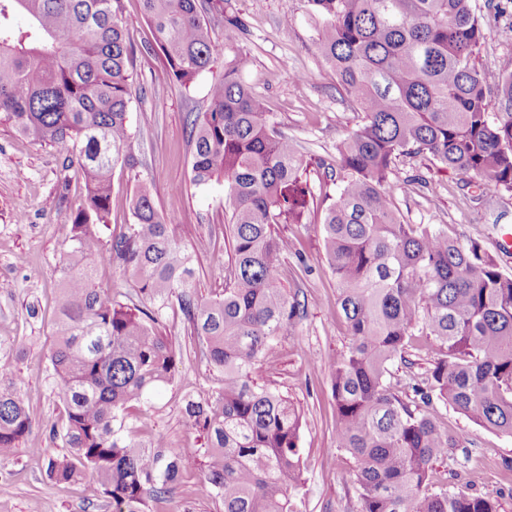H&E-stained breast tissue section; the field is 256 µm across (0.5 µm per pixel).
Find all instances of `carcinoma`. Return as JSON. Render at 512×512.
<instances>
[{"label": "carcinoma", "mask_w": 512, "mask_h": 512, "mask_svg": "<svg viewBox=\"0 0 512 512\" xmlns=\"http://www.w3.org/2000/svg\"><path fill=\"white\" fill-rule=\"evenodd\" d=\"M317 49L364 122L339 149L344 176L323 209V247L350 331L330 360L336 447L356 461L360 512H500L497 500L438 482L434 461L464 442L431 412L438 398L481 426L512 436V275L476 242L432 224H409L395 208V161L428 154L480 178L481 195L512 192V69L494 88L477 67L483 32L471 0H309ZM169 77L190 88L214 60L215 32L200 0H142ZM22 13L27 28L13 25ZM134 50L120 0H0V123L29 140L66 150L84 192L73 212L62 268L48 382L63 404L69 454L52 460L55 485L84 481L87 497L112 512H149L183 474L202 471L223 512H293L302 476V415L290 398L256 383L305 304L280 287L288 255L278 224H300L314 194L308 162L275 128L242 80L247 55L224 59L210 106L187 120L191 181L224 180L231 258L224 289L196 291L194 258L176 220L142 185L134 223L111 226L112 171H133L129 67ZM500 111H487L488 97ZM130 272L135 298L112 295L97 265ZM224 386L185 414L203 449L165 453L126 435L127 410L170 384L182 358L160 326L171 298ZM415 336L433 340L424 376L391 384L388 366ZM13 365L0 361V458L31 430Z\"/></svg>", "instance_id": "obj_1"}]
</instances>
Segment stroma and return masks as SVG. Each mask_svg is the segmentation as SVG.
Masks as SVG:
<instances>
[{
  "label": "stroma",
  "mask_w": 512,
  "mask_h": 512,
  "mask_svg": "<svg viewBox=\"0 0 512 512\" xmlns=\"http://www.w3.org/2000/svg\"><path fill=\"white\" fill-rule=\"evenodd\" d=\"M203 0L205 18L215 26L219 58L191 89L170 80L159 54L148 53L151 31L140 0H121V17L136 49L128 120V152L140 166L116 167L112 176V231L131 223L129 202L147 185L157 209L177 214L184 243L202 239L206 248L194 261L198 290L211 294L224 286L229 245L223 183L197 187L191 182L187 117L206 111L211 85L224 74L222 55L246 53L251 66L245 80L308 161L307 178L316 204L306 223L281 224L288 256L276 278L289 294L306 303L290 325L278 354L265 364L261 381L287 394L300 410L299 446L305 460L300 483L291 491L294 512H357L354 460L335 439L330 359L349 342L337 307L338 288L324 254L321 234L325 193L336 190L343 172L339 148L362 122L336 76L316 49L317 30L308 0H224L223 11ZM490 8L475 0L484 35L478 68L488 85H497L503 62L512 57V41L502 31L512 25V0ZM65 150L40 145L0 125V358L13 363L20 393L32 417L29 434L8 460L0 462V512H112L104 501L87 500L82 485H53L48 462L65 453L49 428L61 403L47 381L58 286L70 248L71 213L82 189L77 168L63 169ZM394 202L411 224H432L462 243L478 242L500 268L512 274V253L498 241L512 229V193L480 196L468 177L443 168L429 155L396 162ZM161 332L183 352L175 380L149 403L128 410L131 437L165 439L168 450H194L201 440L184 413L186 398L205 399L220 390L224 377L197 354V342L179 309L168 310ZM434 415L450 434L463 437L467 449H449L434 466L445 487L467 485L497 499L512 512V437L503 435L434 401ZM199 471L183 475L166 501L153 512H219Z\"/></svg>",
  "instance_id": "obj_1"
}]
</instances>
